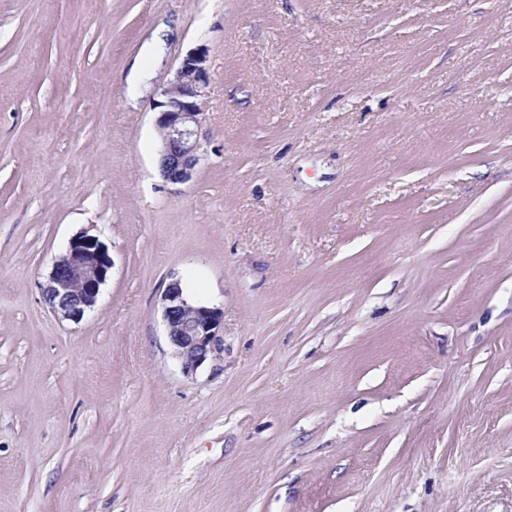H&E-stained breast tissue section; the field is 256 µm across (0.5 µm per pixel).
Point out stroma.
<instances>
[{
	"mask_svg": "<svg viewBox=\"0 0 512 512\" xmlns=\"http://www.w3.org/2000/svg\"><path fill=\"white\" fill-rule=\"evenodd\" d=\"M175 277L224 303L192 377ZM0 512H512V0H0ZM209 82L208 51L200 45L186 54L153 104L161 139L160 173L173 185L190 181L201 160L202 105ZM112 267L106 244L97 235L83 232L53 262L48 283L41 288L42 298L58 317L79 322L96 307Z\"/></svg>",
	"mask_w": 512,
	"mask_h": 512,
	"instance_id": "obj_1",
	"label": "stroma"
}]
</instances>
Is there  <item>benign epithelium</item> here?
Wrapping results in <instances>:
<instances>
[{
  "instance_id": "7a95c632",
  "label": "benign epithelium",
  "mask_w": 512,
  "mask_h": 512,
  "mask_svg": "<svg viewBox=\"0 0 512 512\" xmlns=\"http://www.w3.org/2000/svg\"><path fill=\"white\" fill-rule=\"evenodd\" d=\"M209 82L208 51L200 45L186 54L153 104L161 139L160 173L173 185L190 181L201 160L202 105ZM112 267L106 244L83 232L53 262L42 298L55 315L78 322L96 307ZM161 304L172 355L183 375L192 377L217 352L223 305L195 300L178 278L163 289Z\"/></svg>"
}]
</instances>
